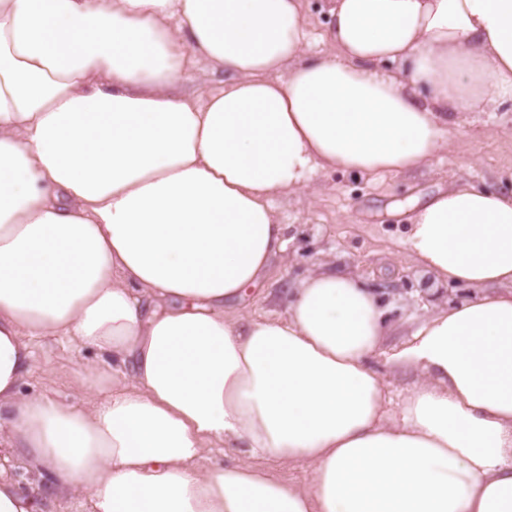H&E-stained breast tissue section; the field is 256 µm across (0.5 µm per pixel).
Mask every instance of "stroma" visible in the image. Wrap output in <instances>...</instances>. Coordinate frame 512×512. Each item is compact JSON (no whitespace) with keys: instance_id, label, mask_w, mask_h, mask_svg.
Masks as SVG:
<instances>
[{"instance_id":"1","label":"stroma","mask_w":512,"mask_h":512,"mask_svg":"<svg viewBox=\"0 0 512 512\" xmlns=\"http://www.w3.org/2000/svg\"><path fill=\"white\" fill-rule=\"evenodd\" d=\"M505 127L512 128L511 102L470 115L464 142L414 173L373 181L332 172L317 177L311 188L277 200L291 240L289 251L249 290L243 301L246 312L266 310L267 291L288 290L323 261L354 269L379 286L395 322L422 315L425 306L471 296V289L434 282L401 242L416 200L447 189L453 181L512 194V139L502 135ZM34 352L35 367L23 393L81 403L85 393L77 374L94 360V352L73 349L57 337L35 340Z\"/></svg>"}]
</instances>
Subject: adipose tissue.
Listing matches in <instances>:
<instances>
[{
    "label": "adipose tissue",
    "mask_w": 512,
    "mask_h": 512,
    "mask_svg": "<svg viewBox=\"0 0 512 512\" xmlns=\"http://www.w3.org/2000/svg\"><path fill=\"white\" fill-rule=\"evenodd\" d=\"M328 14L310 57L303 0H0V447L40 468L24 491L0 465V512H512V197L415 207L404 247L473 294L396 348L330 264L240 309L288 249L275 198L426 166L512 101V0ZM196 60L224 71L202 98ZM48 336L98 353L96 397L22 393ZM387 369L419 376L395 404ZM88 493L54 497L47 502V512H92Z\"/></svg>",
    "instance_id": "obj_1"
}]
</instances>
